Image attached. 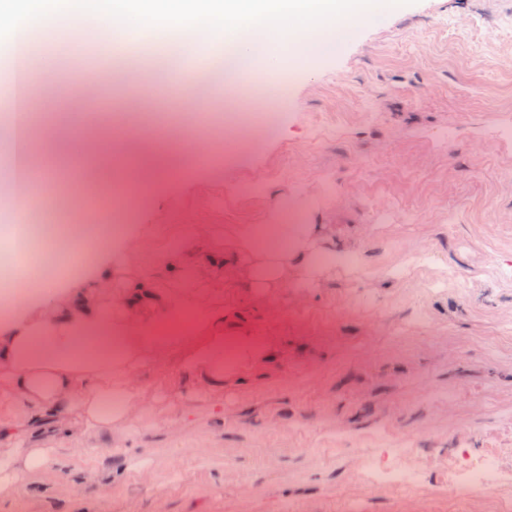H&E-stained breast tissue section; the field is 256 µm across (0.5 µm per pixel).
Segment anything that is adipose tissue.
Here are the masks:
<instances>
[{
	"label": "adipose tissue",
	"instance_id": "1",
	"mask_svg": "<svg viewBox=\"0 0 512 512\" xmlns=\"http://www.w3.org/2000/svg\"><path fill=\"white\" fill-rule=\"evenodd\" d=\"M62 2L0 0L15 68L25 67L32 22L51 25ZM319 234L316 224L250 229L217 262L246 266L260 292L281 285L292 267L312 281L350 258L340 247L319 248ZM109 283L102 269L92 280L81 273L61 288L0 299V497L51 489L67 467L58 445L86 456V437L99 435L111 447L113 432L130 429L145 406L142 372L161 351L188 348L185 372L213 391L224 387L225 346H236L242 364L272 356L256 337L225 335L223 310L200 315L193 294H168L153 275L115 289L112 303L99 295ZM163 318L188 324L165 335Z\"/></svg>",
	"mask_w": 512,
	"mask_h": 512
}]
</instances>
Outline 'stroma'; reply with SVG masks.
Masks as SVG:
<instances>
[{
    "instance_id": "stroma-1",
    "label": "stroma",
    "mask_w": 512,
    "mask_h": 512,
    "mask_svg": "<svg viewBox=\"0 0 512 512\" xmlns=\"http://www.w3.org/2000/svg\"><path fill=\"white\" fill-rule=\"evenodd\" d=\"M332 51L295 72L284 98L238 112H282L275 126L226 118L224 35L200 43L208 84L115 116L143 151L80 152L111 196L81 183L47 223H99L157 251L185 242L197 267L160 276L169 293L235 307L228 336L275 356L227 375L222 391L184 374L185 351L144 372L135 435L69 463L46 493L0 499V512H512V483L452 493L461 448L495 451L512 472V0H415L374 7ZM194 143L173 138L185 113ZM281 219L319 224L354 269L304 288H251L247 267L219 269L228 228ZM413 442L398 459L395 443ZM417 472L408 488L369 486L368 462ZM118 479H111L112 469Z\"/></svg>"
}]
</instances>
